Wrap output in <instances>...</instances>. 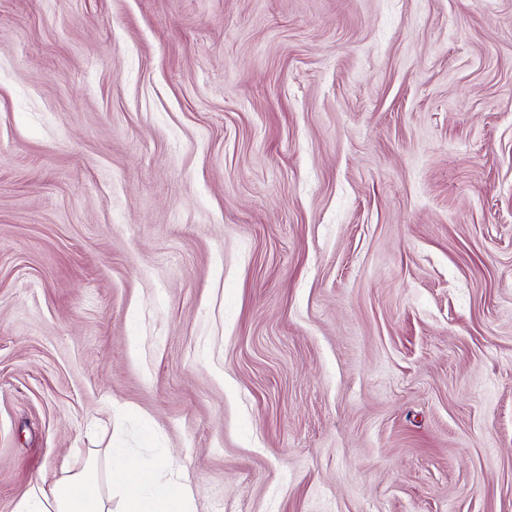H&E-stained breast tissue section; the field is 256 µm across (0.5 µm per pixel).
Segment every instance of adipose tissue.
I'll list each match as a JSON object with an SVG mask.
<instances>
[{
	"label": "adipose tissue",
	"instance_id": "adipose-tissue-1",
	"mask_svg": "<svg viewBox=\"0 0 512 512\" xmlns=\"http://www.w3.org/2000/svg\"><path fill=\"white\" fill-rule=\"evenodd\" d=\"M112 471L122 485L121 512H190V493L184 485L137 474L117 452L112 455ZM16 512H112V497L102 492L99 470L92 464L51 486L34 485Z\"/></svg>",
	"mask_w": 512,
	"mask_h": 512
}]
</instances>
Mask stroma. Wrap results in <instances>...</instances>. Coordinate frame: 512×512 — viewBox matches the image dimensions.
<instances>
[{
    "mask_svg": "<svg viewBox=\"0 0 512 512\" xmlns=\"http://www.w3.org/2000/svg\"><path fill=\"white\" fill-rule=\"evenodd\" d=\"M111 448L512 512V0H0V512Z\"/></svg>",
    "mask_w": 512,
    "mask_h": 512,
    "instance_id": "stroma-1",
    "label": "stroma"
}]
</instances>
